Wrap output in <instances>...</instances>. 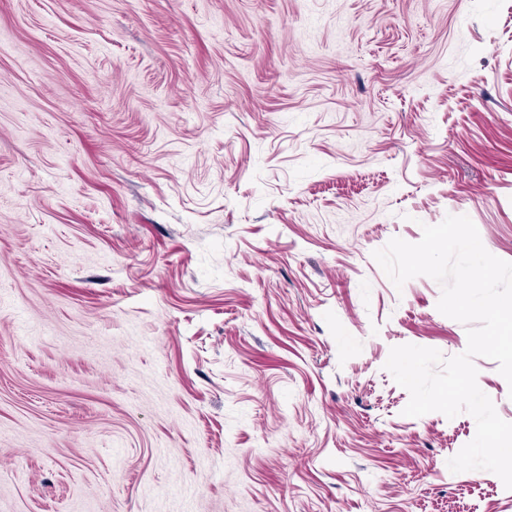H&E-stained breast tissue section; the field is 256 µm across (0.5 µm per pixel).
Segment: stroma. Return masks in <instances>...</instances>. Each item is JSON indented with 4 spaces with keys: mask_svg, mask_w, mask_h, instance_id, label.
<instances>
[{
    "mask_svg": "<svg viewBox=\"0 0 512 512\" xmlns=\"http://www.w3.org/2000/svg\"><path fill=\"white\" fill-rule=\"evenodd\" d=\"M449 214L512 262V0H0V512H512L385 368Z\"/></svg>",
    "mask_w": 512,
    "mask_h": 512,
    "instance_id": "obj_1",
    "label": "stroma"
}]
</instances>
